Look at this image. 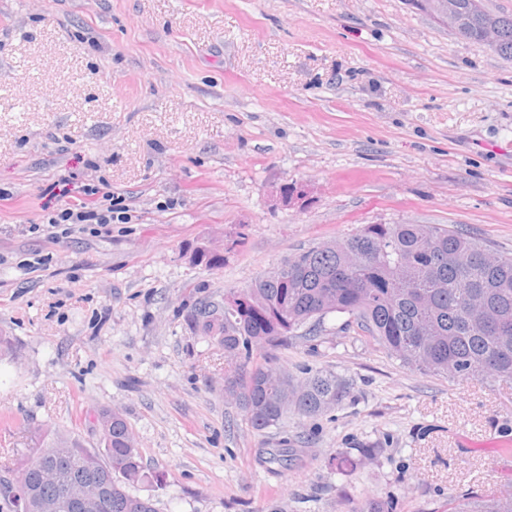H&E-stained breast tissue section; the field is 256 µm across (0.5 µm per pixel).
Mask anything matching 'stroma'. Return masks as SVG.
Here are the masks:
<instances>
[{"mask_svg":"<svg viewBox=\"0 0 512 512\" xmlns=\"http://www.w3.org/2000/svg\"><path fill=\"white\" fill-rule=\"evenodd\" d=\"M93 186L126 223L32 232ZM363 224L512 252V60L407 0H0V477L42 428L93 443L109 408L158 512H442L511 490L512 387L402 366L343 314L253 351L342 375L341 404L259 432L225 399L235 362L195 304ZM285 444L288 467L261 461Z\"/></svg>","mask_w":512,"mask_h":512,"instance_id":"stroma-1","label":"stroma"}]
</instances>
